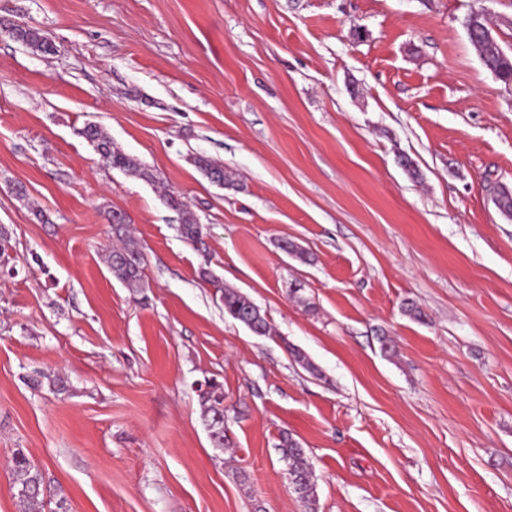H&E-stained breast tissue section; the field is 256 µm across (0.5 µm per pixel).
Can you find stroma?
<instances>
[{
  "label": "stroma",
  "instance_id": "obj_1",
  "mask_svg": "<svg viewBox=\"0 0 512 512\" xmlns=\"http://www.w3.org/2000/svg\"><path fill=\"white\" fill-rule=\"evenodd\" d=\"M475 11L512 54V0H0L57 46L0 36V512H21L18 449L45 512H306L285 434L317 512H512V214L495 203L512 86L468 38ZM89 122L154 181L106 165L77 134ZM112 210L143 289L104 262ZM227 287L270 335L225 314ZM191 161L197 169L212 183L218 185H231L229 176L224 172V166L216 160L204 156H193ZM166 203L170 208L182 214L181 223L178 228L181 237L194 245L198 250H205L206 243L203 239V227L201 224H198L195 217L184 208L185 205L182 200L174 194H169L166 196ZM199 400L214 448H224V388L208 383L199 389ZM279 449L281 450L282 460L288 464V475L292 479L291 484L294 492L306 504L308 512H316V498L311 483V472L303 448L287 435L282 436ZM11 466L15 473L14 496L18 499L22 512H41L44 508L42 472L21 451L13 454Z\"/></svg>",
  "mask_w": 512,
  "mask_h": 512
}]
</instances>
